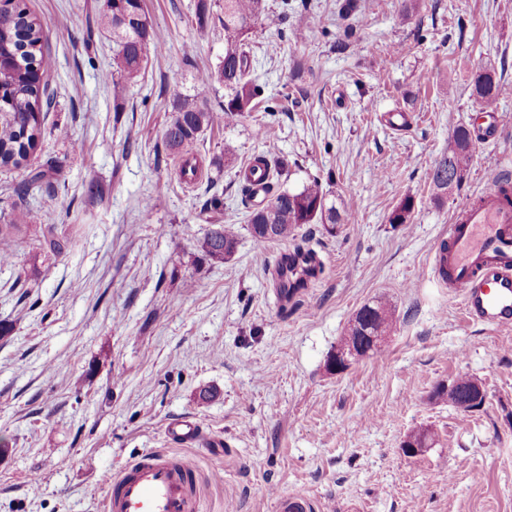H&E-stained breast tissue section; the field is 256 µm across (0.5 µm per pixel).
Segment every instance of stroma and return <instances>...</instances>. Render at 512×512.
Wrapping results in <instances>:
<instances>
[{"mask_svg":"<svg viewBox=\"0 0 512 512\" xmlns=\"http://www.w3.org/2000/svg\"><path fill=\"white\" fill-rule=\"evenodd\" d=\"M21 2L44 26L53 102L27 161L0 168V512H104L111 477L149 450L197 469L199 512H275L279 491L314 512H512V327L471 319L434 271L457 209L512 180V0H361L356 24L341 0H266L277 25L255 23L247 49L269 105L198 136L191 179L165 132L178 96L224 102L200 80L224 58V0H144L161 48L121 98L112 35L93 26L104 0ZM489 66L507 88L492 137L471 94ZM460 125L479 137L440 198L430 172ZM260 154L286 160L280 188L320 179L356 217L303 225L323 271L287 300L276 267L292 245L258 246L241 203ZM407 199L410 222L390 223ZM217 224L237 231L221 263L199 250ZM378 301L395 312L386 343L328 372ZM462 376L480 409L433 398ZM183 420L222 447L169 440ZM424 430L432 445L407 456Z\"/></svg>","mask_w":512,"mask_h":512,"instance_id":"1","label":"stroma"}]
</instances>
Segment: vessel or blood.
I'll return each mask as SVG.
<instances>
[{
  "label": "vessel or blood",
  "instance_id": "b4317fda",
  "mask_svg": "<svg viewBox=\"0 0 512 512\" xmlns=\"http://www.w3.org/2000/svg\"><path fill=\"white\" fill-rule=\"evenodd\" d=\"M502 186L493 181L455 213L434 264L435 272H447V284L466 312L491 327L512 324V205ZM192 476L189 461L147 452L113 476L106 512H194ZM276 509L312 512L313 503L301 494L281 493Z\"/></svg>",
  "mask_w": 512,
  "mask_h": 512
}]
</instances>
